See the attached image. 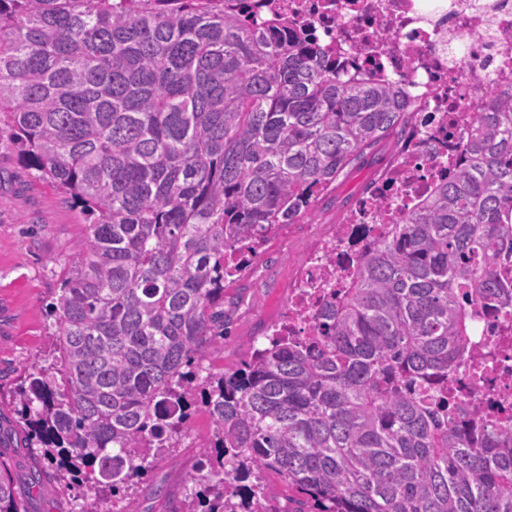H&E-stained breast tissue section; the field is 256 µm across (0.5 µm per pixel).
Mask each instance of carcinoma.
Listing matches in <instances>:
<instances>
[{
  "mask_svg": "<svg viewBox=\"0 0 512 512\" xmlns=\"http://www.w3.org/2000/svg\"><path fill=\"white\" fill-rule=\"evenodd\" d=\"M413 118L224 0H0V128L87 223L56 364L14 395L27 489L50 468L115 497L175 447L196 355L224 350V283ZM509 307L512 102L492 89L454 179L356 258L311 336L277 326L206 382L215 435L182 512H278L265 471L292 512H512V418L448 400L473 322ZM0 512H27L1 456Z\"/></svg>",
  "mask_w": 512,
  "mask_h": 512,
  "instance_id": "cac0c4a2",
  "label": "carcinoma"
}]
</instances>
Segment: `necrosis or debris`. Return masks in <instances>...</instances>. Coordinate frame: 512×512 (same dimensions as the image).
I'll return each mask as SVG.
<instances>
[{
  "label": "necrosis or debris",
  "instance_id": "1",
  "mask_svg": "<svg viewBox=\"0 0 512 512\" xmlns=\"http://www.w3.org/2000/svg\"><path fill=\"white\" fill-rule=\"evenodd\" d=\"M224 9L249 23L287 20L289 32L309 34L338 73L399 90L420 129L368 183L345 223L302 259L285 317L303 332L325 288L339 287L342 260L372 249L387 225L452 177L488 88L512 98V0H224ZM472 346L449 390L485 410L512 404V335L497 314L480 319Z\"/></svg>",
  "mask_w": 512,
  "mask_h": 512
}]
</instances>
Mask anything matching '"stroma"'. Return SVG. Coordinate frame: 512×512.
<instances>
[{"mask_svg":"<svg viewBox=\"0 0 512 512\" xmlns=\"http://www.w3.org/2000/svg\"><path fill=\"white\" fill-rule=\"evenodd\" d=\"M384 148L367 152L335 189L326 193L313 215L283 225L253 255L251 262L224 291V354L203 351L202 373L236 368L267 334L280 325L303 256L343 223L350 207L370 180L386 166ZM86 233L78 209L50 184L20 163L8 136L0 137V434L13 472L33 462V451L16 447L9 433L15 417L7 412L18 378L32 365L53 361L54 307L60 261L70 259L75 241ZM208 411L196 406L173 451L147 461L132 512H180L193 489L198 451L214 436ZM33 512H112L109 496L84 498L58 492L52 473H44L34 492Z\"/></svg>","mask_w":512,"mask_h":512,"instance_id":"stroma-1","label":"stroma"}]
</instances>
